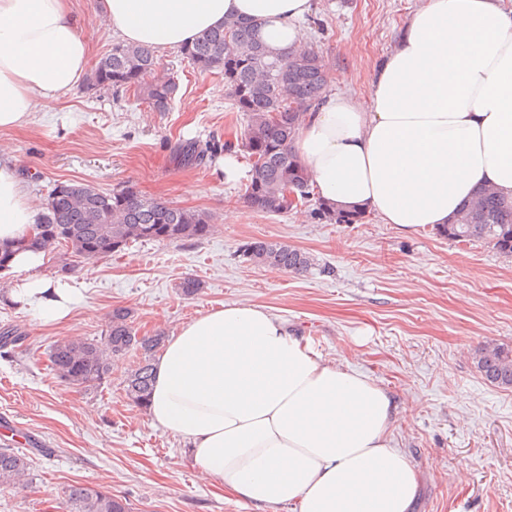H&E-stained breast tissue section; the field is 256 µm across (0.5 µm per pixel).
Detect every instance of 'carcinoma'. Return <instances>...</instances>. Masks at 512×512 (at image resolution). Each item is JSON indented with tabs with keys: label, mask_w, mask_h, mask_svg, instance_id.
Returning a JSON list of instances; mask_svg holds the SVG:
<instances>
[{
	"label": "carcinoma",
	"mask_w": 512,
	"mask_h": 512,
	"mask_svg": "<svg viewBox=\"0 0 512 512\" xmlns=\"http://www.w3.org/2000/svg\"><path fill=\"white\" fill-rule=\"evenodd\" d=\"M181 56L201 72L224 76L231 109L240 113L243 132L236 141L224 142V152L247 155L250 170L243 198L256 212L284 215L311 202L310 175L291 150L299 125V110L319 102L327 91L329 75L323 55L312 47L275 53L249 20L227 19L180 47ZM157 61L150 47L118 43L92 70L90 85L134 90L155 109L170 108L177 94L176 82L156 74ZM218 149L192 142L182 148L187 165H204ZM314 216L326 222L358 223L365 213L337 211L316 201ZM214 231L210 216L171 203L146 198L126 187L105 193L85 183L59 182L41 204L34 233L9 246H0V270L9 267L18 251L49 253L64 247L85 261L120 252L134 242L203 240ZM438 232L457 243H483L505 257L512 256V203L482 189L463 205L452 221ZM249 261L301 274L312 266L308 253L281 243L255 239L243 245ZM163 336L139 337L131 313L112 309L103 339L72 336L52 345L49 362L64 383L78 388L96 387L105 381L112 358L136 349L141 361L125 380L127 398L147 409L153 385V355ZM483 378L512 388V349L487 343L474 354ZM26 456L0 448V488L21 486L28 476ZM66 512H130L126 499L105 489L71 485L64 492Z\"/></svg>",
	"instance_id": "cac0c4a2"
}]
</instances>
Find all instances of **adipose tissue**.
Listing matches in <instances>:
<instances>
[{
	"label": "adipose tissue",
	"mask_w": 512,
	"mask_h": 512,
	"mask_svg": "<svg viewBox=\"0 0 512 512\" xmlns=\"http://www.w3.org/2000/svg\"><path fill=\"white\" fill-rule=\"evenodd\" d=\"M113 32L157 50L225 19L257 23L272 48L307 44L313 0H99ZM91 66L69 0H0V130L29 124ZM292 150L320 198L412 232L449 223L479 189L512 202V0H423L374 71L305 110ZM37 211L0 152V240ZM18 253L11 297L47 321L72 291ZM147 412L189 446L198 472L256 512H412L420 478L389 437L396 406L356 369L328 363L265 307L224 304L181 324L154 364Z\"/></svg>",
	"instance_id": "ef3b65f1"
}]
</instances>
